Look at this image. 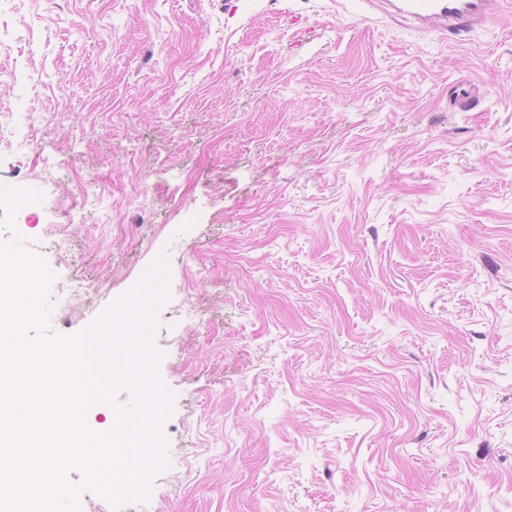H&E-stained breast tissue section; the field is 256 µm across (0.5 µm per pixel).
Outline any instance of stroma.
<instances>
[{
    "label": "stroma",
    "mask_w": 512,
    "mask_h": 512,
    "mask_svg": "<svg viewBox=\"0 0 512 512\" xmlns=\"http://www.w3.org/2000/svg\"><path fill=\"white\" fill-rule=\"evenodd\" d=\"M0 186L90 290L58 333L167 260L168 465L122 512H512V0L463 46L334 0H0Z\"/></svg>",
    "instance_id": "35a3bbf8"
}]
</instances>
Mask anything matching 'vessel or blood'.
Listing matches in <instances>:
<instances>
[{"mask_svg": "<svg viewBox=\"0 0 512 512\" xmlns=\"http://www.w3.org/2000/svg\"><path fill=\"white\" fill-rule=\"evenodd\" d=\"M399 13L413 18L421 28L437 36L466 44L477 28L495 23L500 0H403Z\"/></svg>", "mask_w": 512, "mask_h": 512, "instance_id": "obj_1", "label": "vessel or blood"}]
</instances>
